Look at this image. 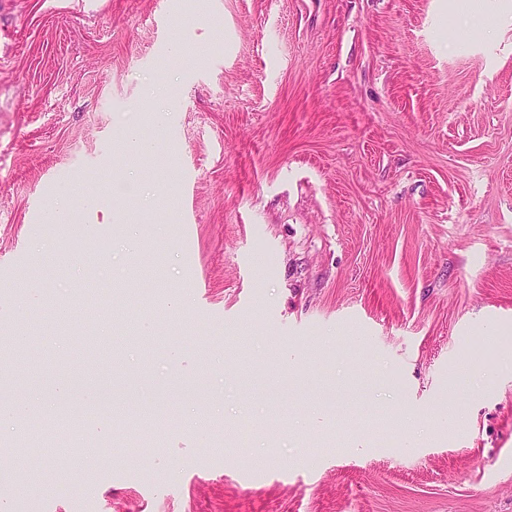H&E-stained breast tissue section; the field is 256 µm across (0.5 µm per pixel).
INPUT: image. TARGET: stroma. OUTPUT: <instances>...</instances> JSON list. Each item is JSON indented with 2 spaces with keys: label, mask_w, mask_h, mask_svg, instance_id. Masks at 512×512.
<instances>
[{
  "label": "stroma",
  "mask_w": 512,
  "mask_h": 512,
  "mask_svg": "<svg viewBox=\"0 0 512 512\" xmlns=\"http://www.w3.org/2000/svg\"><path fill=\"white\" fill-rule=\"evenodd\" d=\"M14 333L5 512H512V0H0ZM30 402L22 400L9 407L7 410L0 409V428L6 426L12 429L27 428L28 417L30 412ZM94 408L87 409L82 420H72L67 415L62 414L58 418L57 422V441L52 435L46 436H31V437H20L14 441L15 447L28 448V447H40V448H54L58 454L65 456L68 448L72 443L73 435H80L81 440L86 442L88 439L87 428L88 420L93 416ZM59 447L65 448L64 450H57Z\"/></svg>",
  "instance_id": "1"
}]
</instances>
